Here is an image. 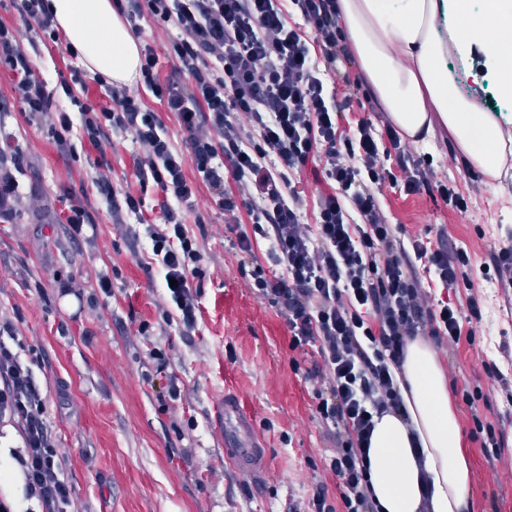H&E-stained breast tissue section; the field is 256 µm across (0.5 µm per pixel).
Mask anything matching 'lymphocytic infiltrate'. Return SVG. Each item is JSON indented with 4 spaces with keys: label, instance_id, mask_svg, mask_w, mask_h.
Masks as SVG:
<instances>
[{
    "label": "lymphocytic infiltrate",
    "instance_id": "lymphocytic-infiltrate-1",
    "mask_svg": "<svg viewBox=\"0 0 512 512\" xmlns=\"http://www.w3.org/2000/svg\"><path fill=\"white\" fill-rule=\"evenodd\" d=\"M292 4L302 25L288 22ZM116 13L136 33L146 23L175 28L170 43L174 78H161L159 56L144 44L135 85L112 84L108 105L84 92V71L71 70L60 87L69 108L53 105L44 81L23 48L19 30L0 23V64L14 77L24 111L41 115L61 149L100 145L107 130L131 134L139 147L134 175L141 187L161 194L163 230L150 231L153 253L165 279L166 310L175 311L182 335H192L199 311L198 285L208 269L203 247L186 228L197 189L206 185L224 215L247 210L236 223L234 249L252 265V288L284 317L291 350L315 352L320 365L306 372L315 411L331 428L336 446L330 470L337 500L316 490L298 512H376L369 491L367 447L374 416L402 410L394 379L408 341L432 337L438 345L460 338L461 322H480L482 300L472 293L467 250L403 240L381 208L384 189L427 193L464 211L467 198L455 184L436 179L428 157L412 151L391 122L372 118L376 106L363 83L348 80L343 91L328 75L348 59V37L339 0H113ZM321 61H314V54ZM186 84H179L178 75ZM176 113L185 135L177 149L163 130L160 113L143 92ZM367 110L356 126H344L351 107ZM25 156L10 136L0 135V222L11 221L19 201L16 174ZM320 167L329 186L314 224L303 221V202L288 172ZM267 241L258 259V241ZM442 288L470 290L466 311L452 302H432L423 280ZM11 323L0 324V423L16 425V452L27 500L37 512H69L74 489L47 413L46 397L31 366L5 341Z\"/></svg>",
    "mask_w": 512,
    "mask_h": 512
}]
</instances>
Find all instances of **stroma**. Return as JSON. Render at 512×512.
Returning a JSON list of instances; mask_svg holds the SVG:
<instances>
[{
  "instance_id": "stroma-1",
  "label": "stroma",
  "mask_w": 512,
  "mask_h": 512,
  "mask_svg": "<svg viewBox=\"0 0 512 512\" xmlns=\"http://www.w3.org/2000/svg\"><path fill=\"white\" fill-rule=\"evenodd\" d=\"M0 22L22 30L54 105L67 106L60 78L80 64L67 40L55 43L41 31L25 30L14 0H0ZM456 67L460 92L512 113V100L499 94L480 52ZM13 82L0 65V131L12 134L26 157L17 175L16 215L12 223H0V322L12 323L20 352L47 394L53 430L68 450L74 512H289L318 486L335 492L331 432L317 417L310 383L291 364L296 358L310 369L315 357L293 356L284 317L252 293L250 272L238 265L209 188L200 186L197 193L202 223H186L203 245L209 275L200 289L195 333L184 336L177 322L161 316L163 273L147 234L161 226L159 195L154 187L140 188L134 177L131 135L108 132L101 149L81 148L69 156L57 148L45 121L23 112ZM414 147L432 155L437 179L453 181L469 197V208L453 211L428 196L387 189L380 203L389 222L425 240L447 231L449 245L466 248L474 268L486 267L512 228V175L492 183L479 170L449 160L454 144L440 129ZM106 168L117 194H143L147 224L131 214L113 220L101 204L94 178ZM65 186L93 213L94 242L68 234ZM100 274L112 279L107 305L81 303L58 290L59 283L70 282L92 294ZM472 291L484 298L482 322L463 324L458 344L437 356L457 388L484 395L473 406L454 400L472 472L468 500L473 512H503L512 501V289L479 278L473 289L450 294L436 287L432 294L463 311ZM144 324L149 331L142 336ZM155 348L171 352V369L184 385L173 412L162 405L165 376L142 379ZM491 362L501 371L494 382L484 373ZM228 384L253 407L255 430L268 448L266 478L254 480L221 463L224 446L211 419ZM475 413L504 433L495 463L468 439ZM20 443L15 428L0 426V497L26 512L23 476L11 454Z\"/></svg>"
}]
</instances>
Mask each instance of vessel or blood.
Here are the masks:
<instances>
[{"label":"vessel or blood","mask_w":512,"mask_h":512,"mask_svg":"<svg viewBox=\"0 0 512 512\" xmlns=\"http://www.w3.org/2000/svg\"><path fill=\"white\" fill-rule=\"evenodd\" d=\"M213 424L224 429V457L228 465L247 476H264L266 450L255 435L248 398L236 391L225 395L223 405L214 408Z\"/></svg>","instance_id":"b4317fda"}]
</instances>
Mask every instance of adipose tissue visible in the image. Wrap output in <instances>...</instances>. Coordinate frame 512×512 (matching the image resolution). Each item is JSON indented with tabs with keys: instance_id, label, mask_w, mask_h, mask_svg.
Returning <instances> with one entry per match:
<instances>
[{
	"instance_id": "ef3b65f1",
	"label": "adipose tissue",
	"mask_w": 512,
	"mask_h": 512,
	"mask_svg": "<svg viewBox=\"0 0 512 512\" xmlns=\"http://www.w3.org/2000/svg\"><path fill=\"white\" fill-rule=\"evenodd\" d=\"M54 21L90 72L130 83L140 50L111 0H51ZM341 19L381 109L412 139L444 129L491 181L512 172V131L479 98L454 94L450 54L479 47L512 94V0H340ZM405 415L376 418L368 453L378 512H465L471 468L448 380L423 338L409 341L395 374Z\"/></svg>"
}]
</instances>
